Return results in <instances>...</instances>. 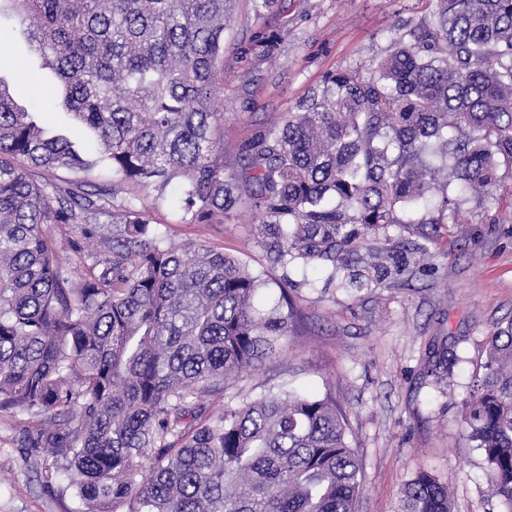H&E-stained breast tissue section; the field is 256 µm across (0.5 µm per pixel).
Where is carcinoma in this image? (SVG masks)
Instances as JSON below:
<instances>
[{"mask_svg":"<svg viewBox=\"0 0 512 512\" xmlns=\"http://www.w3.org/2000/svg\"><path fill=\"white\" fill-rule=\"evenodd\" d=\"M4 2L28 55L0 78V411L39 418L27 444L66 461L82 512H354L359 463L329 395L217 414L202 400L275 363L297 312L257 309L237 258L165 244L137 194L186 224L251 210L274 265L347 267L364 248L356 287L403 281L428 249L392 225L454 236L436 175L488 194L512 169V0H435L414 42L329 75L242 143L231 174L213 101L233 0ZM58 111L94 143L54 133ZM59 224L96 241L76 279ZM482 369L463 421L512 512V320ZM401 512H451L448 487L416 474Z\"/></svg>","mask_w":512,"mask_h":512,"instance_id":"obj_1","label":"carcinoma"}]
</instances>
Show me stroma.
I'll return each mask as SVG.
<instances>
[{
    "label": "stroma",
    "mask_w": 512,
    "mask_h": 512,
    "mask_svg": "<svg viewBox=\"0 0 512 512\" xmlns=\"http://www.w3.org/2000/svg\"><path fill=\"white\" fill-rule=\"evenodd\" d=\"M434 10L433 0H274L259 12L254 0H234L214 101L225 171L238 168L245 139L295 111L327 74L379 62ZM499 176L493 194L455 197L451 217L466 237L424 225L426 268L367 288L347 287L345 269L270 266L250 211L184 224L171 206L139 200L170 246L200 242L238 257L262 281L256 307L272 308L281 287L294 285L301 319L279 360L243 374L224 400L331 391L360 466L355 512H397L403 486L421 471L447 485L452 512H505L462 418L488 336L512 320V172ZM32 426L29 416L0 412V512H81L65 470L26 448Z\"/></svg>",
    "instance_id": "1"
}]
</instances>
